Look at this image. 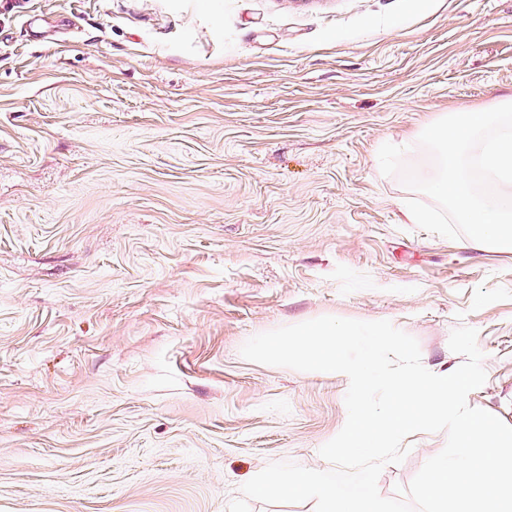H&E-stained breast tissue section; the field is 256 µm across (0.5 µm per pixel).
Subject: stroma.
Here are the masks:
<instances>
[{"mask_svg":"<svg viewBox=\"0 0 512 512\" xmlns=\"http://www.w3.org/2000/svg\"><path fill=\"white\" fill-rule=\"evenodd\" d=\"M512 93V0H0V512H227L329 469L347 384L244 359L390 321L512 426V251L405 218L380 171ZM408 436L386 498L446 444Z\"/></svg>","mask_w":512,"mask_h":512,"instance_id":"stroma-1","label":"stroma"}]
</instances>
